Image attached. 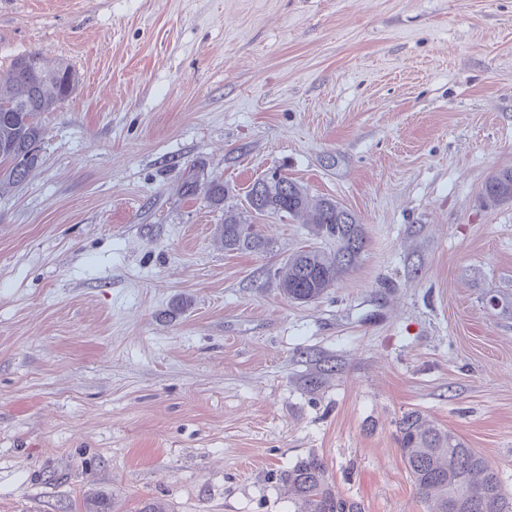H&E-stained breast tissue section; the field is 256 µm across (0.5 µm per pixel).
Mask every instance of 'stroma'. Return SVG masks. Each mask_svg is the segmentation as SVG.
Returning <instances> with one entry per match:
<instances>
[{"mask_svg": "<svg viewBox=\"0 0 512 512\" xmlns=\"http://www.w3.org/2000/svg\"><path fill=\"white\" fill-rule=\"evenodd\" d=\"M76 72L39 164L0 186V512H298L310 456L362 512H426L418 411L512 493V0H0V80ZM280 173L352 210L357 266L289 302L307 225ZM218 178L273 243L224 251ZM483 198L488 205L512 203V169L493 174L484 184Z\"/></svg>", "mask_w": 512, "mask_h": 512, "instance_id": "obj_1", "label": "stroma"}]
</instances>
